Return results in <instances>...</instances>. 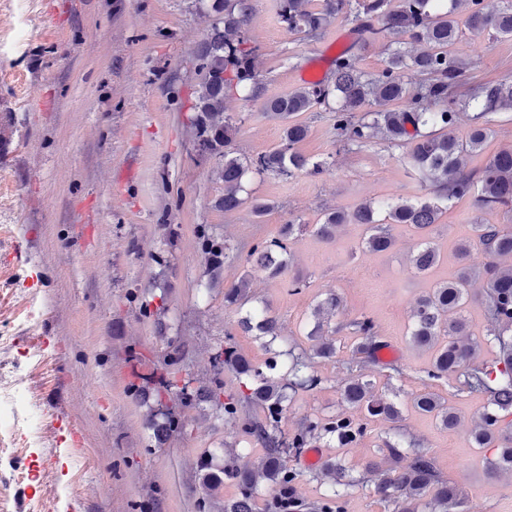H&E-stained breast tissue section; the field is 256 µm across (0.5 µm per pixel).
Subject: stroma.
<instances>
[{
	"label": "stroma",
	"mask_w": 512,
	"mask_h": 512,
	"mask_svg": "<svg viewBox=\"0 0 512 512\" xmlns=\"http://www.w3.org/2000/svg\"><path fill=\"white\" fill-rule=\"evenodd\" d=\"M210 23L196 0H0V334L12 338L0 347V394L14 386L25 393L20 406L0 409V512H198L205 451L220 449L250 466L265 450L241 427L197 410L188 411L184 435L150 447L147 409L127 390L132 370L162 368L165 335L182 344V365L197 378L210 375L212 351L228 335L261 367L275 352L309 350L314 308L331 291L342 299L329 322L338 353L314 360L324 382L294 394L287 428L345 411L343 364L354 357L355 319L371 318L396 352L368 372L376 394L401 389L398 422L372 419L367 435L343 448L319 444L324 462L342 460L355 479L344 512H395L365 469L387 439L423 450L472 512H512V474L490 477L484 451L471 443L483 399L454 396L450 379L420 381L431 353L407 336L418 297L454 275L457 241L474 237L478 224L511 228L512 210H481L470 196L449 202L434 230L445 261L423 277L411 269L417 239L405 227H392L395 244L379 253L360 251L359 224L344 225L331 242L306 230L291 255L307 288L295 293L253 275L251 303L269 305L280 338L268 348L239 333L240 310L225 303L224 289L246 269L254 244L288 222L308 227L330 209L417 199L430 187L402 147L380 138L346 144L330 112L317 108L300 114L308 135L296 149L327 171L252 177L250 197L269 210L258 216L246 204L224 212L219 159L203 150L193 127L196 50ZM243 34L258 50L264 95L299 88L304 73L330 80L331 59L348 47L362 72L376 74L398 42L386 32L357 46L347 15L320 35L290 34L278 0H253ZM452 55L464 86L512 80V37L468 31ZM224 112L239 123L235 156L253 160L280 144L281 124L264 115L261 98L230 92ZM490 127L484 148L466 157V171L512 147V110L494 113ZM208 239L236 255L213 290L206 287ZM395 369L401 376L392 385ZM421 392L449 401L459 426L448 430L416 412L410 396ZM31 411L39 416L34 428L26 422ZM286 464L299 475L294 512H315L328 487L320 468L297 457Z\"/></svg>",
	"instance_id": "35a3bbf8"
}]
</instances>
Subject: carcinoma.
<instances>
[{"mask_svg": "<svg viewBox=\"0 0 512 512\" xmlns=\"http://www.w3.org/2000/svg\"><path fill=\"white\" fill-rule=\"evenodd\" d=\"M459 1L468 6L462 19L457 14ZM197 2L202 11L213 16V22L197 49L201 81L193 107L194 126L200 145L222 158L217 175L224 183V195L218 204L224 211H235L245 203V180L250 173L292 176L323 171V164L311 165L295 150L308 132L297 117L315 107L332 112L336 130L352 144L364 147L380 135L406 148L409 162L432 187L431 196L415 201L386 200L376 208L366 203L351 213L332 210L324 214L321 223L313 225V234L322 240H333L345 224H362L366 226L362 249L384 252L393 245L391 225H404L418 238L410 264L415 273L422 274L434 268L441 258L430 234L439 223L444 204L472 195L480 209L512 207V148L497 152L477 176L466 172L463 166V157L481 149L491 134L489 115L505 106L512 109V84L487 82L459 93L456 88L462 67L449 54L450 46L464 28L473 33L491 31L512 36V0H504L503 7L495 12L485 11L484 0H323L319 9L309 7V0H280V15L291 34H316L327 27L331 18L348 14L356 23L363 45L389 30L421 44L422 49L391 50L385 67L371 76L359 70L357 56L345 49L333 60L332 81L313 82L266 97L264 114L283 124L284 143L249 163L228 150L236 124L233 118L224 116V100L228 92L237 88L250 89L254 97L260 95L256 48L249 46L242 35V27L251 14V0ZM408 70L427 75L429 80L412 92L404 80ZM372 104L377 110L365 111ZM467 109L476 112L475 122L467 137L460 139L453 134V128L459 111ZM358 112L363 116L356 117ZM378 210L385 212L381 224L374 218ZM302 228L301 224L283 225L277 237L252 247L247 262L271 279L288 278L291 288L304 287L300 276H286L290 268V243ZM475 232V238L457 246L461 262L457 275L434 285L416 301L409 336L414 345L433 351L432 362L420 380L432 382L453 377L458 382L457 393L485 398L486 405L471 436L478 447L491 451L488 470L498 475L512 473V422H505V417L512 415V230L507 231L499 224H477ZM474 246L487 257L478 270L466 264ZM230 252L226 245L205 247L208 288L221 284ZM478 280L486 284L481 302L490 324V342L497 349L496 358L483 363L475 361L480 343L471 337L465 315L472 301L471 286ZM250 288L251 273L247 271L224 292V301L243 306L249 301ZM340 306V297L334 292L316 305L315 325L309 333L314 341L309 358L336 357V343L325 334L324 315ZM352 326L359 338V360L349 366L341 395L344 403L365 413L363 419L345 413L328 418L307 417L295 430H285L290 392L315 390L323 383L320 375L305 372V359L289 350L284 352V367L289 376L286 383L275 375L278 364H268L263 369L242 357L234 347L221 344L211 355L213 373L205 382L193 377L180 386L160 375L128 385L129 392L151 409L146 426L155 448L186 431L187 410L208 411L222 423L237 421L248 404L257 403L263 408V417L245 422L244 429L266 448V455L257 466L241 468L216 461V455L210 451L205 453L200 463L199 508L209 506L226 479L236 484L238 495L224 503L221 512H255V500L264 485L280 492L286 490L291 498L297 474L286 467L285 456L299 455L314 440L353 443L366 434L369 417L399 420L397 406L377 397L366 375V368L376 362L375 353L382 347L375 323L363 317ZM238 327L258 339H267L269 345L281 336L277 317L265 307L246 311ZM164 341V364L168 374L175 376L181 372L182 347L170 337H164ZM226 370L242 380L243 390L234 396H224ZM411 403L415 409L433 415L445 428L458 425V416L436 394H417L411 397ZM367 469L377 474V495L393 504L396 512H418L428 494L431 512H465L455 485L441 479L426 454L416 448L411 449V460L403 466L384 469L373 460ZM328 476L332 483L317 505L318 512H343L345 488L352 483L349 470L331 463Z\"/></svg>", "mask_w": 512, "mask_h": 512, "instance_id": "carcinoma-1", "label": "carcinoma"}]
</instances>
